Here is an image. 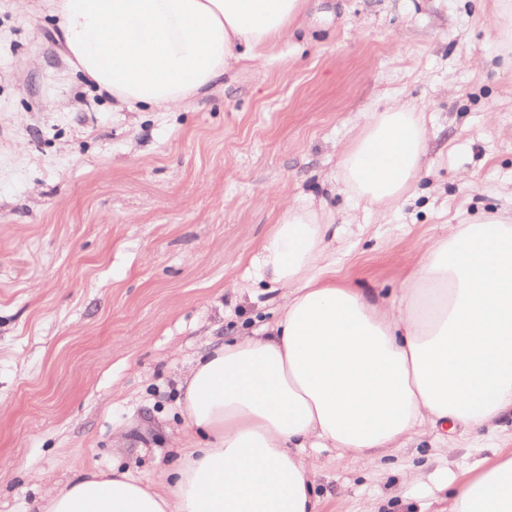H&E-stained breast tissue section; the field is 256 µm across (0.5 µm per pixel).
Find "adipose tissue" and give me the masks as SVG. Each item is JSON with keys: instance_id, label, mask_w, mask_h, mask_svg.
Instances as JSON below:
<instances>
[{"instance_id": "adipose-tissue-1", "label": "adipose tissue", "mask_w": 512, "mask_h": 512, "mask_svg": "<svg viewBox=\"0 0 512 512\" xmlns=\"http://www.w3.org/2000/svg\"><path fill=\"white\" fill-rule=\"evenodd\" d=\"M301 0H55V40L115 108L191 101L286 39ZM419 113H375L339 152L340 181L385 208L425 170ZM332 216L287 204L253 258L282 313L213 344L184 376L190 435L159 480L87 471L39 512H318L307 448L372 462L447 426L512 418V217L449 225L398 302L338 283ZM448 512H512V455L474 460Z\"/></svg>"}]
</instances>
